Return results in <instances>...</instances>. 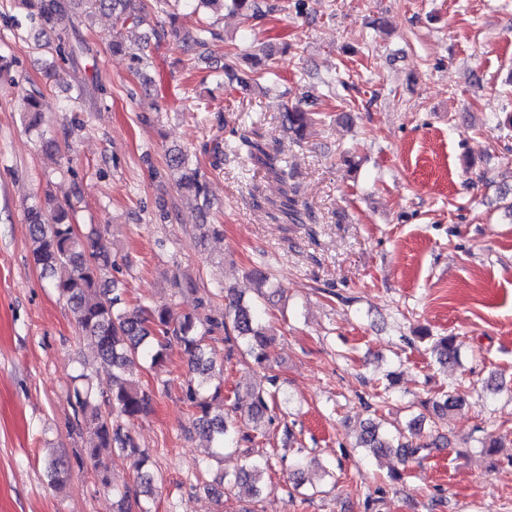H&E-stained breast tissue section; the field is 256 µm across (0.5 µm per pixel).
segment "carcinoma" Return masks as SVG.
I'll return each instance as SVG.
<instances>
[{
    "instance_id": "1",
    "label": "carcinoma",
    "mask_w": 512,
    "mask_h": 512,
    "mask_svg": "<svg viewBox=\"0 0 512 512\" xmlns=\"http://www.w3.org/2000/svg\"><path fill=\"white\" fill-rule=\"evenodd\" d=\"M184 2L192 12L218 11L224 8L245 20L264 19L286 9L281 0H155L162 8L169 2ZM26 9L24 18L43 27L54 28L63 19L71 5L84 6V16L89 19L97 14L110 13L121 25L139 26L147 21L148 5L144 0H17ZM216 33L209 27L198 28L195 36L185 42V52L193 54L204 48ZM28 114L27 129L40 137L41 151L56 159L60 149L56 140L43 137L40 131L42 116L40 99L34 94L24 97ZM281 124L297 139L305 140L321 123L317 112H308L299 106H287L280 114ZM237 152H245L252 163L264 171L266 178L284 186L278 206L285 224H309L311 212L299 207L296 188L287 189L288 173L280 165L276 154L270 152L263 135L251 130L238 135L231 144ZM167 169L178 175L177 187L197 198H207L206 175L200 170L195 157L181 149L169 151ZM72 206L54 202L45 207L32 205L26 210V221L32 243L31 255L36 266L49 281V286L67 300L77 329L91 339L98 358L110 368L111 384L108 393L97 401L92 388L83 384L73 388L69 396L75 411L81 415L82 424L96 438L88 449L95 460L100 485L111 484L107 454L117 449L132 459L136 469L133 485L119 491L121 500L153 493L155 476L146 468L149 453L142 449L135 438L124 430L121 419H134L149 413L153 399L138 380L143 369L162 371L166 368L170 352L174 349L187 359L192 376L183 389V401L191 411L192 426L196 434L207 439L215 451L213 457L224 454V449L236 447L249 437L237 436V431L224 415L212 412L211 400L220 394V387L209 390L207 382L215 368L214 357L207 349L208 337L224 333V343L232 351L240 346L253 365L266 370L269 349L274 337L262 325L257 306L240 297L228 300L224 315L186 314L177 316L167 307L128 308L120 295H109L105 289L108 275L115 269L112 254L100 235L82 239L72 224ZM257 283V296L270 299L276 292H268V274L261 268L252 270ZM431 356L441 365L459 361V348L454 336H436L429 344ZM280 385L275 375H263L258 385L237 399L235 410L247 412L257 422L265 418L269 404H277ZM463 401L461 393L452 390L433 402V410L440 416ZM410 436L400 430L389 436L382 431V424L371 420L361 437V446L373 454L394 450L405 462L429 455V445L416 441L419 431L415 423L409 425ZM269 461H249L234 478L233 485L257 483ZM68 476V468L52 461L46 467V478L53 487L61 486Z\"/></svg>"
}]
</instances>
